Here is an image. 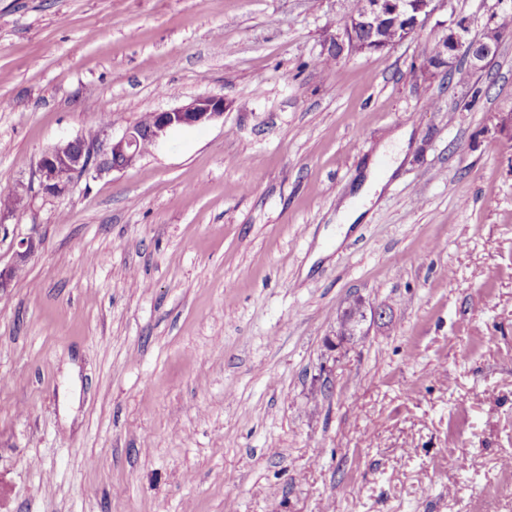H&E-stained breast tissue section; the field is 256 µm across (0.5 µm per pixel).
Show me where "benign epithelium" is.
<instances>
[{"mask_svg": "<svg viewBox=\"0 0 512 512\" xmlns=\"http://www.w3.org/2000/svg\"><path fill=\"white\" fill-rule=\"evenodd\" d=\"M436 12V0H363L360 11L346 14L343 27L336 32V44L344 47L350 42L360 53L383 52L393 46L383 35L385 27L391 24L400 29L404 40ZM496 30L497 23L492 21L486 26L483 38L474 40L469 38L468 19H451L439 38L440 60L450 67L462 56L471 69L482 68L497 51ZM223 116V97L201 95L180 107L154 112L149 124L129 126L118 137H107L103 128L93 140L80 136L61 141L40 158L37 165L39 185L48 196L62 194L83 176L122 171L133 166L141 158V145L145 142L156 147L174 130L204 126ZM16 246L13 264L0 268V292L10 288L17 270L35 252L37 241L30 235L21 238Z\"/></svg>", "mask_w": 512, "mask_h": 512, "instance_id": "7a95c632", "label": "benign epithelium"}]
</instances>
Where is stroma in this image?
Wrapping results in <instances>:
<instances>
[{"label": "stroma", "mask_w": 512, "mask_h": 512, "mask_svg": "<svg viewBox=\"0 0 512 512\" xmlns=\"http://www.w3.org/2000/svg\"><path fill=\"white\" fill-rule=\"evenodd\" d=\"M510 12L444 0L335 57L345 0H0V267L40 240L0 295V512H512V34L430 61L442 22ZM201 94L223 117L41 191L100 114Z\"/></svg>", "instance_id": "1"}]
</instances>
